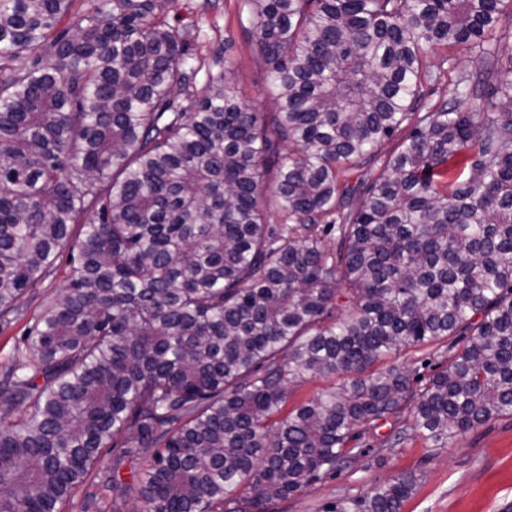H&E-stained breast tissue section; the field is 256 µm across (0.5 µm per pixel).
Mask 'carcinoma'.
Listing matches in <instances>:
<instances>
[{
	"mask_svg": "<svg viewBox=\"0 0 512 512\" xmlns=\"http://www.w3.org/2000/svg\"><path fill=\"white\" fill-rule=\"evenodd\" d=\"M174 2L0 0V332L73 267L0 364V512H128L126 470L139 512H271L404 409L391 452L512 415V0H237L271 112ZM448 48L477 111L430 99ZM449 336L423 385L373 369ZM453 53L457 56L459 61H453L456 68L452 72L449 70L451 64L448 63V75L445 73L441 82L437 85L440 91L453 88L452 84L456 82L457 77L462 73L474 72L480 61V57L476 56V54H470L460 50H453ZM71 274V266L68 263V249L61 251L60 257L56 262L53 272L43 281L40 288L29 293L24 298V305L28 308L27 316L19 321L8 332L0 335V363H5L9 356L13 345L12 337L19 336L26 326L28 318L37 314L53 296L58 289L62 288L67 282L68 276ZM334 381L335 378L332 377L329 380H313L299 383L291 390L285 410H290L299 402L311 398L317 391L329 386Z\"/></svg>",
	"mask_w": 512,
	"mask_h": 512,
	"instance_id": "obj_1",
	"label": "carcinoma"
}]
</instances>
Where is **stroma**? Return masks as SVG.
I'll return each instance as SVG.
<instances>
[{"label": "stroma", "instance_id": "1", "mask_svg": "<svg viewBox=\"0 0 512 512\" xmlns=\"http://www.w3.org/2000/svg\"><path fill=\"white\" fill-rule=\"evenodd\" d=\"M179 27L191 28L193 47L200 56L232 41V85L247 103L271 111L265 92L266 67L245 42L237 19L235 0H175L167 16ZM452 341L419 349H405L380 362V369L417 364L429 376L446 365ZM394 431L385 422L364 434L358 458L336 475L313 483L301 495L272 504V512H325L346 497H362L380 484L411 476L416 484L401 512H512V415L490 419L466 437L445 448H434L419 437L389 449Z\"/></svg>", "mask_w": 512, "mask_h": 512}]
</instances>
